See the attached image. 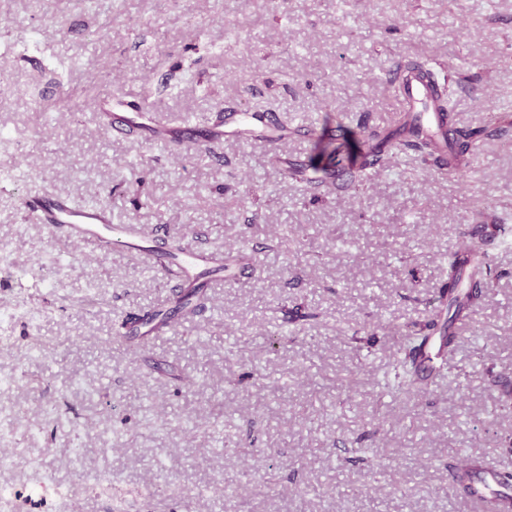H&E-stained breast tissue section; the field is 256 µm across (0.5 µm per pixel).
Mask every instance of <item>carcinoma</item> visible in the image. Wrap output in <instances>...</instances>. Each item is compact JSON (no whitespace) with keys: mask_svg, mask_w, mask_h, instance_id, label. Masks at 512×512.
<instances>
[{"mask_svg":"<svg viewBox=\"0 0 512 512\" xmlns=\"http://www.w3.org/2000/svg\"><path fill=\"white\" fill-rule=\"evenodd\" d=\"M405 70L425 80L432 91V107L438 122H423L419 113L406 109L394 130H379L361 124L363 136L350 142L364 155V169L359 178L370 176L371 169H384L399 153L412 150L420 153L423 161L438 171L459 170L470 165L477 144L476 130L448 129L453 121L454 91L448 80H440L430 61L411 62ZM220 267L234 264L250 265L252 254L239 251L233 256L213 254ZM492 276L487 253L475 241L455 253L445 268V281L438 296V306L422 325L406 328L399 336L398 357L392 363L397 392H410L427 388L432 379L444 374V369L455 368L458 353L457 329L468 315L479 306L484 290ZM206 274L201 273L183 280L182 291L174 295V306L127 313L118 324L116 334L126 342L128 349L141 353L147 349L151 337L163 334L169 315L183 317L195 315L206 299ZM436 353H431L432 348ZM488 473L497 488L480 492L476 479ZM448 481L463 498L475 500L481 512H512V469H496L482 457L469 456L463 460H448Z\"/></svg>","mask_w":512,"mask_h":512,"instance_id":"obj_1","label":"carcinoma"}]
</instances>
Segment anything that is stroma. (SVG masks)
I'll return each mask as SVG.
<instances>
[{
  "label": "stroma",
  "instance_id": "obj_1",
  "mask_svg": "<svg viewBox=\"0 0 512 512\" xmlns=\"http://www.w3.org/2000/svg\"><path fill=\"white\" fill-rule=\"evenodd\" d=\"M425 56L482 131L472 170L411 153L362 185L289 178L321 125L391 126L389 71ZM233 109L295 134L174 147L99 118L204 130ZM1 170L0 512H474L449 455L512 465V0H0ZM41 191L256 266L131 353L114 321L175 277L32 221ZM475 224L495 276L458 330L466 373L396 395L393 337Z\"/></svg>",
  "mask_w": 512,
  "mask_h": 512
}]
</instances>
